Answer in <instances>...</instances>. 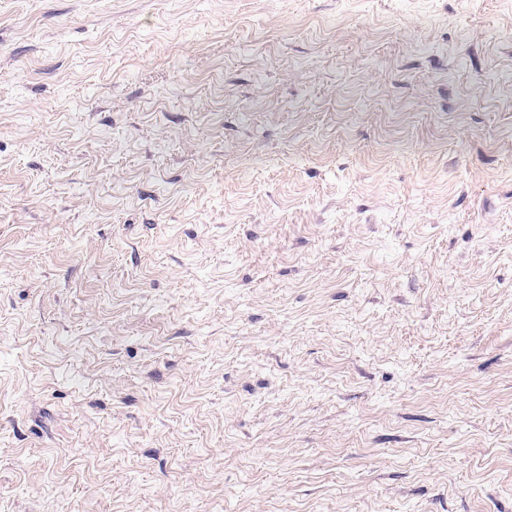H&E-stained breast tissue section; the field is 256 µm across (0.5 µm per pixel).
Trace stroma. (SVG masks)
Masks as SVG:
<instances>
[{
  "label": "stroma",
  "mask_w": 512,
  "mask_h": 512,
  "mask_svg": "<svg viewBox=\"0 0 512 512\" xmlns=\"http://www.w3.org/2000/svg\"><path fill=\"white\" fill-rule=\"evenodd\" d=\"M0 512H512V0H0Z\"/></svg>",
  "instance_id": "35a3bbf8"
}]
</instances>
